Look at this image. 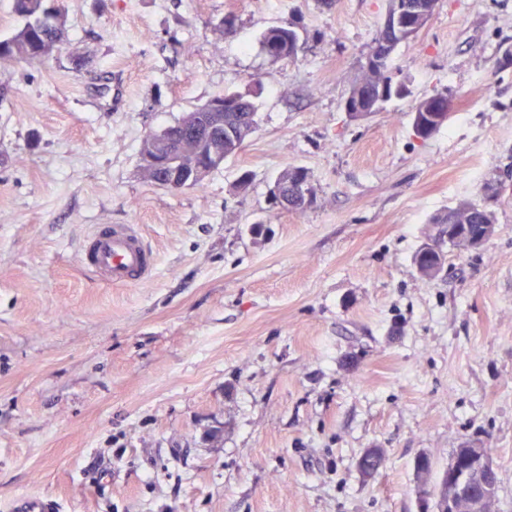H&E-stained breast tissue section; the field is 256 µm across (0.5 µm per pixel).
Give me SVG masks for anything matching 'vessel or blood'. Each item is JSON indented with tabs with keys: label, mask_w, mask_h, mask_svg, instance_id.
Instances as JSON below:
<instances>
[{
	"label": "vessel or blood",
	"mask_w": 512,
	"mask_h": 512,
	"mask_svg": "<svg viewBox=\"0 0 512 512\" xmlns=\"http://www.w3.org/2000/svg\"><path fill=\"white\" fill-rule=\"evenodd\" d=\"M82 266L105 281L121 286L147 281L155 270V256L145 245L138 225L104 224L87 238L80 251ZM11 512H62L61 504L47 497H19Z\"/></svg>",
	"instance_id": "1"
}]
</instances>
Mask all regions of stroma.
<instances>
[{
	"mask_svg": "<svg viewBox=\"0 0 512 512\" xmlns=\"http://www.w3.org/2000/svg\"><path fill=\"white\" fill-rule=\"evenodd\" d=\"M63 5L59 51L0 63V512L19 495L421 512L417 459L436 479L465 444L489 449L495 512H512V0H439L389 61L409 95L359 119L343 102L388 0ZM272 27L295 31V56L262 52ZM227 91L257 108L242 149L203 186L146 181V132ZM437 93L451 116L420 138L412 108ZM291 167L311 178L302 211L269 202ZM462 202L494 212V236L444 246L422 279L416 252ZM100 224L139 225L148 281L83 271Z\"/></svg>",
	"mask_w": 512,
	"mask_h": 512,
	"instance_id": "obj_1",
	"label": "stroma"
}]
</instances>
